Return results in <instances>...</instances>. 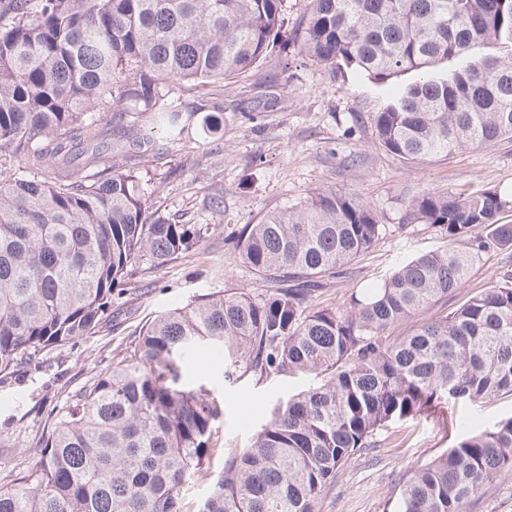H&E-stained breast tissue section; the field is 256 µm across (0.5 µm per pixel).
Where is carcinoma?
I'll list each match as a JSON object with an SVG mask.
<instances>
[{"mask_svg": "<svg viewBox=\"0 0 512 512\" xmlns=\"http://www.w3.org/2000/svg\"><path fill=\"white\" fill-rule=\"evenodd\" d=\"M283 0H0V379L99 332L112 297L200 239L146 214L142 180L100 149V121L129 105L169 136L189 90L249 70L283 26ZM299 50L384 86L371 118L404 161L512 139V0H310ZM81 148L80 165L72 162ZM512 198L428 190L409 217L447 239L344 309H317L324 280L390 231L368 203L318 192L249 224L234 254L267 288L215 291L156 316L38 442L37 463L0 484V512H184L181 489L217 458L200 512H321L350 455L378 430L453 404L512 394V270L452 312L396 329L462 288L489 244L512 251ZM224 352V380L296 372L321 383L272 411L240 450L216 437L218 400L181 382L197 350ZM512 473V417L459 436L398 490V512H465Z\"/></svg>", "mask_w": 512, "mask_h": 512, "instance_id": "cac0c4a2", "label": "carcinoma"}]
</instances>
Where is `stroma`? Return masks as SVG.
<instances>
[{
	"label": "stroma",
	"mask_w": 512,
	"mask_h": 512,
	"mask_svg": "<svg viewBox=\"0 0 512 512\" xmlns=\"http://www.w3.org/2000/svg\"><path fill=\"white\" fill-rule=\"evenodd\" d=\"M162 95H184L187 127L178 140L125 114L124 125L140 146L115 154L143 180L150 215L201 227L195 251L142 275L137 290L112 305L96 334L43 354L0 382V481L31 468L37 443L74 391L107 372L113 357L135 339L142 324L211 291L255 288L248 269L234 259L244 225L268 213L300 206L318 191L352 195L377 210L389 233L373 251L328 279L322 298L345 307L353 289L381 282L409 259L447 247L434 228L408 223L410 199L427 190L496 189L512 196V141L407 163L377 142L371 115L387 91L353 72L317 65L298 48L287 59L272 56L258 68L226 78L209 94L183 93L179 82ZM512 254L498 251L476 265L458 294L439 303L452 312L464 296L493 284ZM186 384H202L222 405L218 434L226 448L242 449L270 418L273 406L314 382L303 374L224 379V355L194 353ZM441 404L413 419L387 424L383 444L353 454L328 488L321 512H393L399 485L414 469L450 447ZM401 447H394V440Z\"/></svg>",
	"instance_id": "1"
}]
</instances>
